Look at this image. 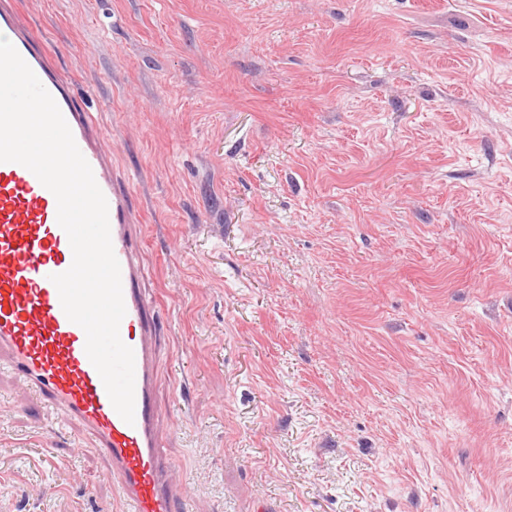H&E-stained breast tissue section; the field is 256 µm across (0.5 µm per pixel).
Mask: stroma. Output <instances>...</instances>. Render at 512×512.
Returning <instances> with one entry per match:
<instances>
[{
    "label": "stroma",
    "instance_id": "35a3bbf8",
    "mask_svg": "<svg viewBox=\"0 0 512 512\" xmlns=\"http://www.w3.org/2000/svg\"><path fill=\"white\" fill-rule=\"evenodd\" d=\"M159 305L176 512H512V0H18ZM0 512H125L0 366Z\"/></svg>",
    "mask_w": 512,
    "mask_h": 512
}]
</instances>
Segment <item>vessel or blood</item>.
I'll use <instances>...</instances> for the list:
<instances>
[{
  "mask_svg": "<svg viewBox=\"0 0 512 512\" xmlns=\"http://www.w3.org/2000/svg\"><path fill=\"white\" fill-rule=\"evenodd\" d=\"M6 37L48 90L106 197L126 314L119 327L135 357V421L116 412L86 351V334L64 313L52 275L73 254L57 201L26 167L0 163V365L23 378L67 420L77 421L111 463L129 512H173L171 464L157 406V323L143 284L147 264L130 194L93 113L79 107L70 79L51 62L17 0H0Z\"/></svg>",
  "mask_w": 512,
  "mask_h": 512,
  "instance_id": "vessel-or-blood-1",
  "label": "vessel or blood"
}]
</instances>
